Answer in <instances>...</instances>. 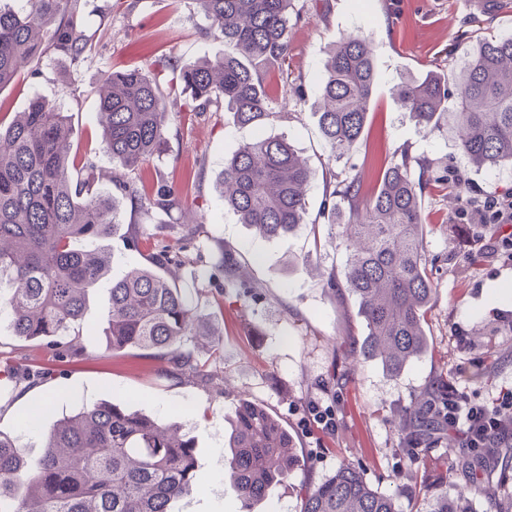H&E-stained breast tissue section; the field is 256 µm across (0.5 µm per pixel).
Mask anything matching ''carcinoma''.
<instances>
[{"mask_svg":"<svg viewBox=\"0 0 512 512\" xmlns=\"http://www.w3.org/2000/svg\"><path fill=\"white\" fill-rule=\"evenodd\" d=\"M0 0V89L13 83L19 64L56 55L77 68L91 56L95 34L76 19L78 0ZM209 23L208 34L229 51L188 63L168 57L109 72L98 90L103 150L112 174L99 169L96 153L70 155L74 130L68 115L34 97L15 119L0 118V320L26 341H44L59 362L86 355L76 336L91 291L106 282L110 306L106 336L114 352L139 350L166 362L161 373L212 380L210 359L187 345L214 335L190 299L160 270L180 265L205 234L202 224H183L159 244L146 243L145 263L107 282L114 256L104 241L119 226L120 200L136 211L178 208L177 187L153 180L150 160L166 144L164 99L182 100L183 111L228 112L237 126L263 129L280 120L274 79L288 83L290 21H300L295 0H195ZM376 82L374 56L361 35L341 36L330 48L318 81V125L330 148L329 161L349 157L362 136ZM398 101L428 133L440 131L448 87L429 74L407 79ZM454 112L458 147L476 169L512 167V35L483 40L464 62ZM418 166V177L412 167ZM108 178L115 191L97 193ZM311 169L288 136L258 135L224 160L219 192L246 224L267 238L284 237L307 211ZM457 188L448 168L407 149L384 168L373 192L363 174L350 170L324 191L321 215L339 228L348 251L344 280L330 272L324 287L347 289L364 322L359 352L391 375L400 374L427 350L425 318L436 294V260L425 250V190ZM241 261L223 252L224 279H240ZM10 380L42 383L43 368L20 374L10 360ZM448 377L429 386L423 410L402 414L404 442L429 448L448 420ZM224 465L246 508L266 499L288 480L296 461L293 437L264 406L242 400L230 418ZM195 443L175 423L164 424L115 403L82 406L55 421L45 433L44 452L28 460L13 436L0 430V512H174L173 504L193 492ZM497 506L494 489L479 479L454 499L441 493L433 512H470L471 496ZM301 512H398L396 501L371 488L360 469L342 465L323 482L305 488Z\"/></svg>","mask_w":512,"mask_h":512,"instance_id":"obj_1","label":"carcinoma"}]
</instances>
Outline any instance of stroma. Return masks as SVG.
Listing matches in <instances>:
<instances>
[{
    "instance_id": "35a3bbf8",
    "label": "stroma",
    "mask_w": 512,
    "mask_h": 512,
    "mask_svg": "<svg viewBox=\"0 0 512 512\" xmlns=\"http://www.w3.org/2000/svg\"><path fill=\"white\" fill-rule=\"evenodd\" d=\"M302 19L289 30L291 76L305 88L304 97L276 88L282 121L270 126L286 133L313 172L308 186L304 225L288 237L266 239L238 223L224 205L216 184L231 156L257 130L238 127L223 113L197 115L167 102L169 129L163 152L148 168L171 183H188L181 208L135 224L129 206H121L123 232L110 247L113 277H121L143 258L126 237L141 236L160 224H202L209 239L175 269L178 283L209 317L221 357L208 383L160 375L159 361L106 345L108 288L96 289L79 338L85 358L49 374L45 387L54 392L51 425L56 416L82 406L113 402L161 422L180 425L193 437L200 487L175 505L176 512H242L224 478V435L241 400L263 404L288 428L297 464L286 483L257 505L254 512H301L300 493L351 463L377 491L393 496L399 512H431L439 492L456 497L467 481L451 470L459 448L456 438L441 435L423 452L403 447L399 438L402 409L420 402L428 381L439 373L479 362L467 383L474 402L512 387V259L474 260L472 241L490 235L492 226L460 219L452 196L427 192L422 209L433 231L426 251L435 257L432 277L437 290L425 321L426 353L396 377L378 363L358 355L363 334L358 306L348 295L324 288L323 273L343 274L346 252L329 226L312 237L310 225L320 213L329 148L315 113L317 77L340 34L363 35L374 51L376 90L364 134L337 174L362 171L365 190L376 185L382 167L402 148L413 155L450 165L487 196L512 186V169L492 172L471 168L451 132L426 134L398 101V84L426 73L455 78L468 53L483 37L512 33V0H296ZM83 26L96 33V49L79 68L53 56L40 63L34 79L20 65L15 83L0 89V110L24 111L31 98L54 101L71 118L79 146L98 145L97 86L105 72L141 66L160 55L197 61L224 52L223 41L206 33L207 21L193 0H79ZM204 165H197V158ZM236 252L246 263L249 292L223 276L201 278L217 260V246ZM42 388L0 386V431L14 436L27 457L43 452L41 431L24 420ZM330 414L335 433L310 425V408Z\"/></svg>"
}]
</instances>
